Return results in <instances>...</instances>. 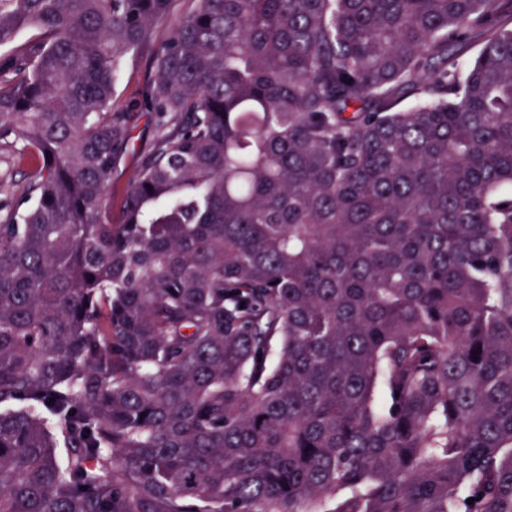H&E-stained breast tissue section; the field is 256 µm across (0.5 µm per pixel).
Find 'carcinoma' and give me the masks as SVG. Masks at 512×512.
I'll list each match as a JSON object with an SVG mask.
<instances>
[{
    "mask_svg": "<svg viewBox=\"0 0 512 512\" xmlns=\"http://www.w3.org/2000/svg\"><path fill=\"white\" fill-rule=\"evenodd\" d=\"M190 2L0 0V512H512V0ZM149 69V55L130 62L117 80L118 101L125 103L138 98ZM30 171L26 162L19 161L17 148L0 149V182L22 186ZM135 156L130 153L129 157L120 165L112 181V218L114 220L119 217L121 200L126 186L137 173Z\"/></svg>",
    "mask_w": 512,
    "mask_h": 512,
    "instance_id": "obj_1",
    "label": "carcinoma"
}]
</instances>
